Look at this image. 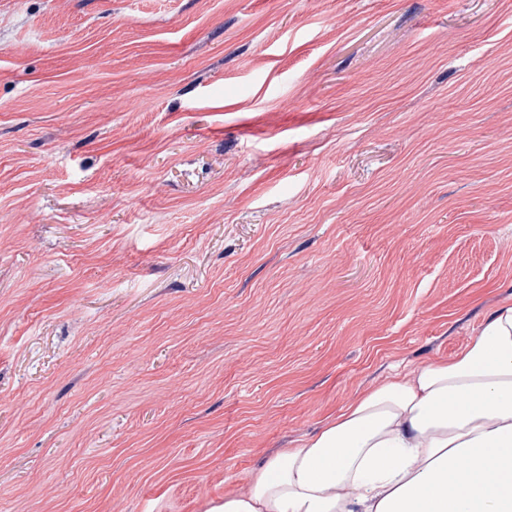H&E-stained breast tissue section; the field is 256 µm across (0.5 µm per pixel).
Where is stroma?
I'll return each mask as SVG.
<instances>
[{
  "mask_svg": "<svg viewBox=\"0 0 512 512\" xmlns=\"http://www.w3.org/2000/svg\"><path fill=\"white\" fill-rule=\"evenodd\" d=\"M512 301V0H0V512H208Z\"/></svg>",
  "mask_w": 512,
  "mask_h": 512,
  "instance_id": "stroma-1",
  "label": "stroma"
}]
</instances>
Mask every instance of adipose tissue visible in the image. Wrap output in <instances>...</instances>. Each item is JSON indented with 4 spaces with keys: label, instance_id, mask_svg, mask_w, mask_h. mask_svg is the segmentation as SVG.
Wrapping results in <instances>:
<instances>
[{
    "label": "adipose tissue",
    "instance_id": "adipose-tissue-1",
    "mask_svg": "<svg viewBox=\"0 0 512 512\" xmlns=\"http://www.w3.org/2000/svg\"><path fill=\"white\" fill-rule=\"evenodd\" d=\"M212 512H512V303L452 359L394 370Z\"/></svg>",
    "mask_w": 512,
    "mask_h": 512
}]
</instances>
